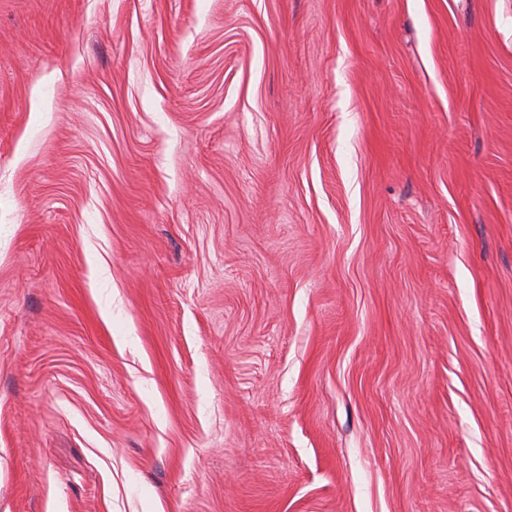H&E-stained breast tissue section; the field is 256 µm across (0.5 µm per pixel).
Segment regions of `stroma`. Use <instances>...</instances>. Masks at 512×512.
Wrapping results in <instances>:
<instances>
[{
	"label": "stroma",
	"instance_id": "35a3bbf8",
	"mask_svg": "<svg viewBox=\"0 0 512 512\" xmlns=\"http://www.w3.org/2000/svg\"><path fill=\"white\" fill-rule=\"evenodd\" d=\"M0 512H512V0H0Z\"/></svg>",
	"mask_w": 512,
	"mask_h": 512
}]
</instances>
